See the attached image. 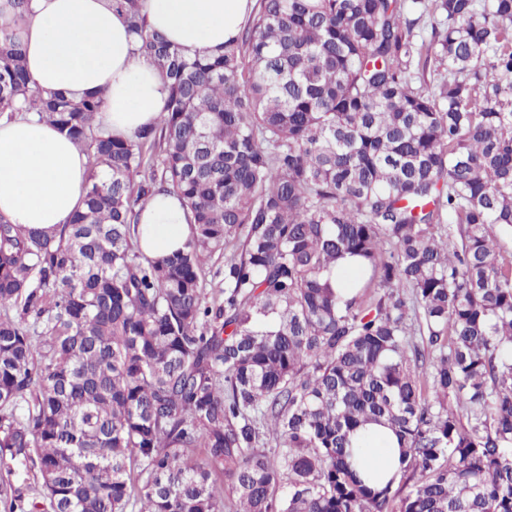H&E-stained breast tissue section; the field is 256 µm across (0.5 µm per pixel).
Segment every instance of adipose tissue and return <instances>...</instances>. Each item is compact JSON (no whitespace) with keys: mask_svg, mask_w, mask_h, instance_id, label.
<instances>
[{"mask_svg":"<svg viewBox=\"0 0 512 512\" xmlns=\"http://www.w3.org/2000/svg\"><path fill=\"white\" fill-rule=\"evenodd\" d=\"M256 0H145L149 25L188 52L234 39ZM34 86L97 95V121L131 138L153 124L166 92L158 73L134 54L122 17L108 0H32L22 28ZM87 157L52 125L29 115L0 119V215L28 228L56 230L80 205ZM140 247L157 260L182 249L190 234L175 195L153 197L141 215Z\"/></svg>","mask_w":512,"mask_h":512,"instance_id":"ef3b65f1","label":"adipose tissue"}]
</instances>
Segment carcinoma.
Here are the masks:
<instances>
[{
  "label": "carcinoma",
  "mask_w": 512,
  "mask_h": 512,
  "mask_svg": "<svg viewBox=\"0 0 512 512\" xmlns=\"http://www.w3.org/2000/svg\"><path fill=\"white\" fill-rule=\"evenodd\" d=\"M8 6L0 114L89 174L55 232L0 215V470L34 481L3 512H512V0H256L192 55L112 0L167 91L133 139L32 86ZM168 193L192 233L154 261ZM372 423L399 441L383 486ZM140 247L149 258L163 259L182 249L190 234L186 208L171 194L153 197L141 215ZM204 292L208 301L223 299L224 294V258L214 257L204 272Z\"/></svg>",
  "instance_id": "cac0c4a2"
}]
</instances>
